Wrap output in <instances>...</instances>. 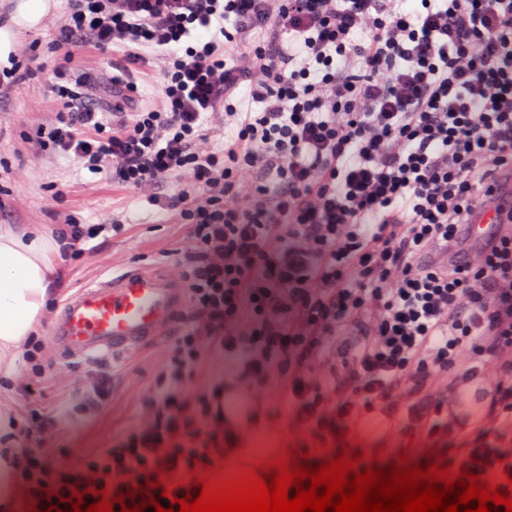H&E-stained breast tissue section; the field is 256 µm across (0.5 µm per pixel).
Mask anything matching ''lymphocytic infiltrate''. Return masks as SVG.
Here are the masks:
<instances>
[{"label":"lymphocytic infiltrate","instance_id":"1","mask_svg":"<svg viewBox=\"0 0 512 512\" xmlns=\"http://www.w3.org/2000/svg\"><path fill=\"white\" fill-rule=\"evenodd\" d=\"M56 27L66 57L94 47L113 85L159 103L99 111L60 65L36 144L176 218L191 317L144 422L80 468L44 447L52 416L21 421L23 507L156 480L178 498L263 432L225 418L223 383L186 394L209 347L251 394L284 379L297 449L374 425L506 488L512 223L468 226L512 166V0H71ZM127 231L66 219L61 255ZM478 375L491 389L458 428L453 393Z\"/></svg>","mask_w":512,"mask_h":512}]
</instances>
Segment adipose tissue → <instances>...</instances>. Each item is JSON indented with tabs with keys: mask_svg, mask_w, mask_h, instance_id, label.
Listing matches in <instances>:
<instances>
[{
	"mask_svg": "<svg viewBox=\"0 0 512 512\" xmlns=\"http://www.w3.org/2000/svg\"><path fill=\"white\" fill-rule=\"evenodd\" d=\"M59 246L36 229L0 226V366L14 365L36 331L49 296L58 285ZM272 448H240L214 474L229 481L275 460Z\"/></svg>",
	"mask_w": 512,
	"mask_h": 512,
	"instance_id": "adipose-tissue-1",
	"label": "adipose tissue"
}]
</instances>
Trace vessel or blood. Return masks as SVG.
<instances>
[{"mask_svg": "<svg viewBox=\"0 0 512 512\" xmlns=\"http://www.w3.org/2000/svg\"><path fill=\"white\" fill-rule=\"evenodd\" d=\"M493 188L495 201L472 224V236L512 217V168L496 174ZM186 308L179 278L135 264L71 292L49 326V341L76 362L120 355L169 334Z\"/></svg>", "mask_w": 512, "mask_h": 512, "instance_id": "obj_1", "label": "vessel or blood"}]
</instances>
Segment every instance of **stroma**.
<instances>
[{
  "mask_svg": "<svg viewBox=\"0 0 512 512\" xmlns=\"http://www.w3.org/2000/svg\"><path fill=\"white\" fill-rule=\"evenodd\" d=\"M24 2L0 0V30L8 32L10 47L30 46L43 67L28 73L0 97V225L26 224L51 230L67 212L84 224H108L116 217L128 220L127 235L107 240L98 253L62 266L59 292L63 295L133 262L173 267L182 237L180 225L158 222L152 206L132 191L102 180L69 159L35 151L37 128L53 117V104L44 95V85L50 70L64 57L56 46L54 20L65 10L67 0H49L45 13L33 23L22 16ZM171 344L167 338L144 346L130 366L78 364V372L85 374L89 383L105 384L109 396L100 413L68 423L52 434L49 445L60 449L63 462L79 466L96 449L108 447L128 425L144 418L146 402ZM224 402L257 408L261 421L270 427L268 433L246 439L245 447L266 446L285 454L293 448L297 435L289 429L292 418L280 387H270L259 400L243 391L231 392L225 394Z\"/></svg>",
  "mask_w": 512,
  "mask_h": 512,
  "instance_id": "35a3bbf8",
  "label": "stroma"
}]
</instances>
